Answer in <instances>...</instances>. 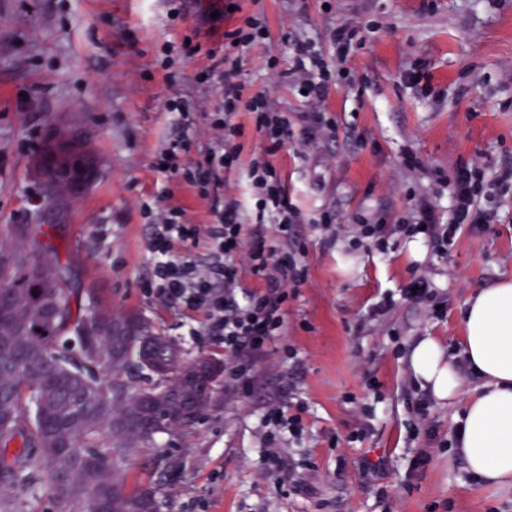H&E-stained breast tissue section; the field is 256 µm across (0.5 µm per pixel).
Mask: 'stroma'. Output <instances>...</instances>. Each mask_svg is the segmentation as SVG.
I'll return each instance as SVG.
<instances>
[{
  "instance_id": "1",
  "label": "stroma",
  "mask_w": 512,
  "mask_h": 512,
  "mask_svg": "<svg viewBox=\"0 0 512 512\" xmlns=\"http://www.w3.org/2000/svg\"><path fill=\"white\" fill-rule=\"evenodd\" d=\"M263 14L267 40L232 56L224 33ZM368 25L327 98L310 101L286 78L291 48L330 49L343 21ZM245 95H267L288 118L272 163L301 221L289 232L307 267L289 295L285 328L256 362L249 391L221 389V404L187 432L158 434L126 462L130 482L161 483L170 512H512V493L485 486L447 448L463 402L431 401L412 433L408 354L424 336L459 354L466 298L512 276V0H0V239L26 224L53 227L52 244L78 293L141 314L188 355L223 357L203 317L160 307L149 294L147 241L155 214L177 208L212 221L208 199L155 162L186 142L202 160L223 109L212 66ZM178 96L193 125L165 102ZM239 159L225 182L244 223L259 212L247 164L267 146L254 117L233 118ZM80 135L93 166L78 189L39 209L48 145ZM416 153L423 170L402 164ZM481 168L492 223L465 229L448 252L398 232L386 251L351 249L355 224L416 222L418 202L447 217L456 168ZM442 171L436 180L434 171ZM334 219L323 229L322 214ZM445 306L404 298L417 276ZM393 308L378 313L384 295ZM300 415V437L269 441V403ZM276 450L281 468L269 471ZM380 462L382 473L362 467ZM11 512H59L49 488L0 483Z\"/></svg>"
}]
</instances>
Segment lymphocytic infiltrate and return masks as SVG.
<instances>
[{
  "instance_id": "f902f5d3",
  "label": "lymphocytic infiltrate",
  "mask_w": 512,
  "mask_h": 512,
  "mask_svg": "<svg viewBox=\"0 0 512 512\" xmlns=\"http://www.w3.org/2000/svg\"><path fill=\"white\" fill-rule=\"evenodd\" d=\"M290 72L299 77L306 97L319 101L336 80V70L324 52L307 45L295 48ZM219 85L224 110L211 122L216 140L209 146L204 163L180 160L173 152L163 159L168 169L210 197L216 221L187 224L182 211L175 208L157 215L150 242L151 293L165 307L204 314L206 334L224 346L228 358L225 377L244 387L251 382L257 358L282 334L288 291L305 282L306 272L289 259L287 249L268 247L265 225L243 223L237 204L223 202L220 193L224 185L221 175L237 157L232 139L238 128L231 122L232 115L240 110L255 113L259 130L274 151L288 133V119L271 111L264 96L244 97L241 84L232 75L220 74ZM248 175L258 208L270 214L280 238H287L299 214L288 201L286 186L266 160L252 161ZM451 199L447 221H440L432 207L422 205L418 208L419 221L409 225V232L425 235L436 249L444 250L453 245L464 226L489 221V214L479 206L475 169L457 168ZM177 241L184 243V252L174 251ZM202 242L211 250L205 265L198 264L191 252L193 245ZM245 271L261 280L260 289H242L241 274Z\"/></svg>"
}]
</instances>
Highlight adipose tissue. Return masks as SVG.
Masks as SVG:
<instances>
[{
  "mask_svg": "<svg viewBox=\"0 0 512 512\" xmlns=\"http://www.w3.org/2000/svg\"><path fill=\"white\" fill-rule=\"evenodd\" d=\"M463 321L461 356L425 337L409 353L411 375L436 400L463 399L456 455L485 485L512 491V277L471 294ZM465 367L479 380L468 393Z\"/></svg>",
  "mask_w": 512,
  "mask_h": 512,
  "instance_id": "ef3b65f1",
  "label": "adipose tissue"
}]
</instances>
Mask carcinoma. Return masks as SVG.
<instances>
[{
    "instance_id": "obj_1",
    "label": "carcinoma",
    "mask_w": 512,
    "mask_h": 512,
    "mask_svg": "<svg viewBox=\"0 0 512 512\" xmlns=\"http://www.w3.org/2000/svg\"><path fill=\"white\" fill-rule=\"evenodd\" d=\"M29 228L31 251L0 242V478L34 494L48 472L61 512H161V485L128 486L120 463L182 429L181 374L146 343L175 341L90 296L73 310L58 252Z\"/></svg>"
}]
</instances>
